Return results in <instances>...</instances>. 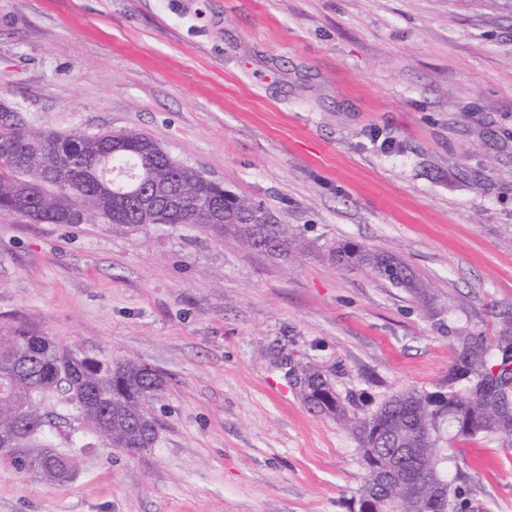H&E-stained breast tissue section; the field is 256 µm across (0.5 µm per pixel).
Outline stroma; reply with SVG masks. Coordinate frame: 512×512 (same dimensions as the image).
Instances as JSON below:
<instances>
[{
    "instance_id": "obj_1",
    "label": "stroma",
    "mask_w": 512,
    "mask_h": 512,
    "mask_svg": "<svg viewBox=\"0 0 512 512\" xmlns=\"http://www.w3.org/2000/svg\"><path fill=\"white\" fill-rule=\"evenodd\" d=\"M0 99L36 129L136 131L260 201L285 260L189 226L0 215V333L162 373L156 442L84 434L42 404L71 481L0 459V512H353L349 415L447 389L459 340L512 324V0H0ZM392 254L417 298L326 260ZM453 512H512V444L443 441Z\"/></svg>"
}]
</instances>
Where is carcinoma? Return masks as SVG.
I'll return each mask as SVG.
<instances>
[{
	"mask_svg": "<svg viewBox=\"0 0 512 512\" xmlns=\"http://www.w3.org/2000/svg\"><path fill=\"white\" fill-rule=\"evenodd\" d=\"M149 136L124 131L117 139L74 129L66 134L35 130L19 108L0 102V213L35 224H77V213L134 230L149 226L200 227L216 237L232 236L257 251L290 255L294 241L281 224H270L263 204L234 196L224 202V187L206 175L156 149ZM126 166L148 179L159 194L195 196L205 200L199 211H155L145 224L140 208L128 202L121 209L101 206L95 171ZM224 223L212 224L216 213ZM323 255L336 264L369 266L397 288L417 297L425 285L404 262L353 243L332 242ZM301 393L319 413L354 423L363 447L378 449L365 472L375 467L388 477L384 497L401 512H422V501L449 496L440 486L442 431L463 438L499 437L512 442V335L494 344L463 340L458 359L448 372V392L398 393L369 417L353 420L331 384L316 371ZM165 387L163 377L134 360L114 361L65 349L49 336L16 328L0 335V455L21 471L48 485L61 484L63 473H74V457L52 451L47 430L52 426L41 402L46 393L62 388L76 407L85 429L115 448H139L158 437L151 399ZM404 448L420 449L411 461Z\"/></svg>",
	"mask_w": 512,
	"mask_h": 512,
	"instance_id": "1",
	"label": "carcinoma"
}]
</instances>
